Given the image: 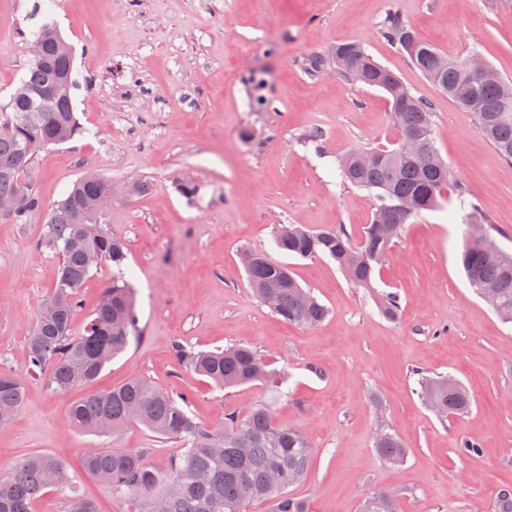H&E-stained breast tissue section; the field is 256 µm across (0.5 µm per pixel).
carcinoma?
Masks as SVG:
<instances>
[{
  "label": "carcinoma",
  "instance_id": "obj_1",
  "mask_svg": "<svg viewBox=\"0 0 512 512\" xmlns=\"http://www.w3.org/2000/svg\"><path fill=\"white\" fill-rule=\"evenodd\" d=\"M382 34L407 54L427 80L473 112L500 156L512 161L511 80L471 84L465 73L467 60L448 59L397 17L387 20ZM34 36L42 43L41 60L28 62L21 86L6 103H0V201L20 199L12 215H0V222L11 224H27L42 210L26 174L36 152L64 144L81 131L73 104L79 87L74 51L65 49L66 40L51 23ZM335 50L334 57L324 52L307 57V73L314 76L335 68L342 79L353 84L357 76L342 61L357 60L364 84L388 95L400 138L416 133L426 151L438 153L429 104L413 95L361 44H338ZM57 75L63 82L55 91H47ZM401 146L399 142L392 149L358 147L339 164L344 181L375 193L378 201L360 244H352L340 230L312 231L284 224L275 234L276 248L301 258L328 257L343 271L356 266L359 275L352 283L373 287L377 267L403 225L412 219L398 211L400 201L417 195L422 200L421 210L434 209L450 182L447 163L430 168L418 157L400 154ZM108 188L107 180L85 174L46 214L40 248L58 260L51 287L57 308L36 315L28 340V367L32 371L50 368L49 384L56 390L69 389L78 380L93 381L125 351L136 332V288L128 272L127 244L101 228L104 216L94 210L95 201ZM459 202L466 210V224L482 228V238H465L460 254L464 275L505 322H512V254L495 246L486 228L488 220L463 191ZM98 259L111 267L112 282L75 335L74 321L81 309L79 290ZM243 262L255 294L262 301L273 294L270 308L284 321L316 326L325 319L327 308L298 283L288 266L266 253L252 251L244 253ZM174 353L182 365L208 377L220 390L261 383L279 394L286 383L283 372L269 369L248 346L197 352L177 344ZM420 394L440 417L464 413L471 405L468 392L449 378L422 380ZM24 397L22 383L0 373L1 423L16 414ZM187 407L184 394L163 391L141 377H132L108 391L84 394L69 409V420L76 429L114 433L136 423L179 440L184 448L166 473L146 466L135 450L104 448L85 453L84 470L111 485L114 494L135 502L133 512H154L159 498L165 499L166 512H246L247 505L257 500L271 502V512H308L305 500L288 492L304 479L314 454L312 442L302 432L276 422L268 404L253 407L242 419L231 418L215 429L195 422ZM374 448L388 463H401L407 454L403 442L386 430L377 435ZM71 483L61 460L41 454L28 456L7 477H0V512H33L46 490ZM363 512H397V508L387 495L374 493L365 501Z\"/></svg>",
  "mask_w": 512,
  "mask_h": 512
}]
</instances>
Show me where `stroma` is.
I'll return each mask as SVG.
<instances>
[{"label": "stroma", "instance_id": "35a3bbf8", "mask_svg": "<svg viewBox=\"0 0 512 512\" xmlns=\"http://www.w3.org/2000/svg\"><path fill=\"white\" fill-rule=\"evenodd\" d=\"M73 46L80 87L74 107L85 132L41 150L32 169L44 206L94 172L119 187L103 227L128 245L137 289V337L93 381L108 390L131 377L189 397L208 427L271 402L278 422L304 432L316 453L292 487L309 512H360L371 493L398 512H496L512 490V324L502 322L458 264L466 226L456 210L465 189L512 252V164L480 131L472 112L438 90L381 33L395 15L449 59L479 54L512 81V0H44ZM33 0H0V101L29 61ZM361 43L428 102L436 145L453 187L440 208L405 225L371 290L351 284L328 258H288L328 317L307 328L283 321L249 286L242 250L276 255L284 224L344 231L360 242L377 201L344 182L338 161L356 147L398 141L382 90L328 70L310 77L305 58ZM267 107L256 106V97ZM148 181L150 192L126 185ZM195 186L183 197L178 183ZM44 218L0 222V372L18 378L25 400L0 423V476L34 453L63 460L72 489H49L34 512H68L71 492L99 512H128L127 500L86 475L91 448L132 449L165 472L181 447L132 424L98 436L73 429L67 413L83 387L53 390L27 369L37 304L56 259L40 250ZM397 293L386 318L381 293ZM198 350L253 347L286 371L284 394L264 386L214 390L180 365L175 343ZM452 376L473 399L442 419L419 396L420 377ZM397 434L403 463L377 457L380 430ZM478 443L477 453L463 442Z\"/></svg>", "mask_w": 512, "mask_h": 512}]
</instances>
